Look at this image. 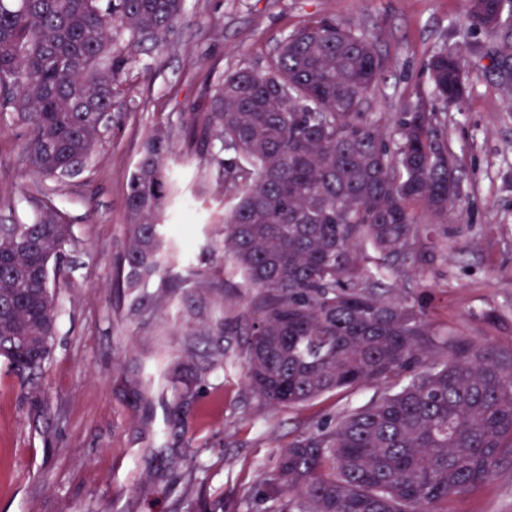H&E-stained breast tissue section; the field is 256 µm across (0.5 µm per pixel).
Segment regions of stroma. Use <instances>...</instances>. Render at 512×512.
I'll return each instance as SVG.
<instances>
[{"instance_id":"obj_1","label":"stroma","mask_w":512,"mask_h":512,"mask_svg":"<svg viewBox=\"0 0 512 512\" xmlns=\"http://www.w3.org/2000/svg\"><path fill=\"white\" fill-rule=\"evenodd\" d=\"M325 17L378 36L386 67L369 112H400L427 88L440 45L466 55L469 94L447 127L462 199L385 280L437 334L512 352V88L498 76L497 39L464 36L465 0H184L168 44L137 53L116 78L112 125L77 178L31 179L25 139L0 115V224L29 222L42 190L75 234L57 279L51 360L31 385L0 364V512H207L219 498L224 512H272L259 482L288 443L383 392L367 383L288 407L247 388L251 293L216 248L234 199L205 183L190 143L194 114L225 73L263 69L289 33ZM159 128L176 135L168 167L182 194L164 221L180 226L184 261L130 293L114 285L128 182ZM131 374L153 383L151 407L130 396ZM447 510L512 512V460Z\"/></svg>"}]
</instances>
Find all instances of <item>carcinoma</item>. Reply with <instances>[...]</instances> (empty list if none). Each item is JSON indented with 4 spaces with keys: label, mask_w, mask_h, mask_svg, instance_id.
<instances>
[{
    "label": "carcinoma",
    "mask_w": 512,
    "mask_h": 512,
    "mask_svg": "<svg viewBox=\"0 0 512 512\" xmlns=\"http://www.w3.org/2000/svg\"><path fill=\"white\" fill-rule=\"evenodd\" d=\"M470 34L496 35L512 83V0H467ZM184 0H0V112L40 180L90 163L112 126L113 83L130 49L163 45ZM377 36L322 19L292 31L262 70L227 73L196 115L193 140L220 191L236 196L219 230L250 300L246 383L271 405L404 379L332 427L293 440L263 481L277 512H446L448 497L512 456V357L436 335L424 314L380 291L407 258L416 211L448 223L461 197L436 105L467 95V58L443 46L430 92L394 118L364 111L385 67ZM219 149H214L215 144ZM171 135L150 134L126 198L129 244L117 284L137 288L179 263L160 223L178 192ZM27 224H0V362L31 382L54 351L57 300L37 273L75 237L46 196ZM448 358L431 363V347Z\"/></svg>",
    "instance_id": "1"
}]
</instances>
